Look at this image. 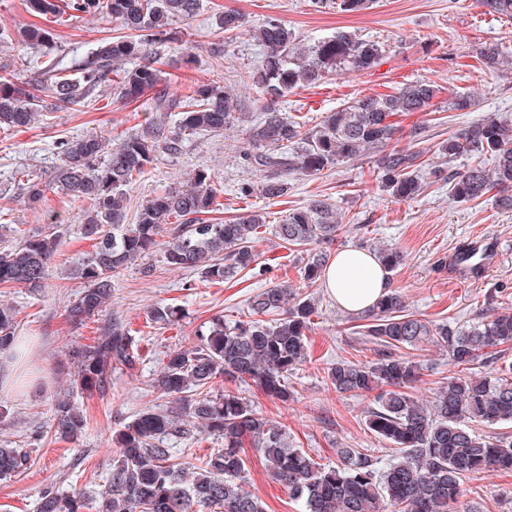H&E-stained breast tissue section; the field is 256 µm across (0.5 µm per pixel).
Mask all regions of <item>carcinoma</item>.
Returning a JSON list of instances; mask_svg holds the SVG:
<instances>
[{
  "label": "carcinoma",
  "instance_id": "carcinoma-1",
  "mask_svg": "<svg viewBox=\"0 0 512 512\" xmlns=\"http://www.w3.org/2000/svg\"><path fill=\"white\" fill-rule=\"evenodd\" d=\"M38 15L58 12L57 0H26ZM486 12L512 19V0H478ZM76 16L105 15L126 30L101 42L68 75L50 57L41 62L34 81L18 73L0 74V129L26 127L45 110L97 101L107 88L128 104L161 86L157 48L180 42L173 24L197 16L201 0H69ZM218 27L230 34L246 24L229 9ZM263 47L260 67L252 77L261 117L248 120L233 89L218 81L196 85L177 123L167 122L176 101L159 94L152 98V117L144 127L106 149V139L76 136L57 143L58 163L53 184L75 200L88 203L82 235L94 242L92 251L70 267L83 284L65 308L66 320L80 328L101 315L112 298V278L141 261L166 236L163 262L173 269L197 274L203 282H222L256 269L258 256L251 243L266 217L258 212L229 222L210 223L203 216L217 206L211 174L196 171L190 186L171 188L145 201L126 223L127 190L141 178L160 152L175 153L184 141L204 132L232 130L244 141L243 161L260 172L259 187L250 183L239 194L254 191L267 199L288 193L287 175L312 176L365 154L375 157L383 188L393 197L410 200L424 191L417 163L423 152L400 147L402 117L428 112L442 87L420 80L391 94L356 97L314 126L294 120L280 109L293 90L321 82L331 73L372 70L383 57V44L337 30L329 39L301 49L293 32L277 18L253 30ZM17 41L39 47L52 41L50 31L32 25L18 32ZM481 69L496 72L505 63L496 44L478 54ZM134 61L132 68L124 67ZM117 79H112V74ZM448 161L467 155L478 160L462 171H433L448 180V195L458 203L482 199L495 190L496 202L512 208V125L489 117L448 136L436 149ZM20 191L37 203L47 184L34 178L18 180ZM343 230V217L324 199L289 210L275 225V234L303 253L302 279L317 287L329 263L322 244H331ZM61 240L54 226L0 248V285H20L32 292L44 287L48 268ZM383 267L393 272L403 254L393 247L369 246ZM315 299L286 282L261 289L247 303V319L233 325L219 316L197 330L198 343L165 355L153 388L170 399L165 409H145L111 436L116 448L103 489L95 496V512H264L261 500L244 487L249 443L265 462L272 480L281 485L301 512H454L462 496L463 478L478 471H512V436L482 434L471 423L487 426L512 423V363L481 377H454L430 403L410 393L420 368L405 350L422 342L447 349L450 361L466 370L488 348L512 344V309L482 316L466 326L435 325L406 309L394 288L361 312L362 334L377 346L368 363L338 361L328 368L331 386L339 393L382 392L367 410L366 426L377 437L400 449L387 465L357 448L337 449L338 462L325 466L288 441V432L232 390L215 391L217 379L250 382L265 396L288 402V374L307 358V330ZM154 324L172 325L177 309L154 306ZM274 317L269 322L266 317ZM17 312L0 305V355L14 352ZM73 372L65 388L54 395L53 432L56 439L74 442L84 432L87 414L74 399L104 396L112 374L129 371L140 360L139 342L114 320L93 343L69 350ZM207 433L224 446L194 467L172 461L168 440H193ZM30 452L22 446H0V480L27 471ZM85 493L67 491L53 483L39 492L37 512H83Z\"/></svg>",
  "mask_w": 512,
  "mask_h": 512
}]
</instances>
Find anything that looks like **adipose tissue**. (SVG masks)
I'll return each mask as SVG.
<instances>
[{
  "instance_id": "obj_1",
  "label": "adipose tissue",
  "mask_w": 512,
  "mask_h": 512,
  "mask_svg": "<svg viewBox=\"0 0 512 512\" xmlns=\"http://www.w3.org/2000/svg\"><path fill=\"white\" fill-rule=\"evenodd\" d=\"M324 286L340 307L361 312L372 306L387 288L388 274L373 254L347 248L329 262Z\"/></svg>"
}]
</instances>
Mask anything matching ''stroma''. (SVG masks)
<instances>
[{
    "label": "stroma",
    "instance_id": "stroma-1",
    "mask_svg": "<svg viewBox=\"0 0 512 512\" xmlns=\"http://www.w3.org/2000/svg\"><path fill=\"white\" fill-rule=\"evenodd\" d=\"M202 4L197 17L179 23L180 46L165 48L161 54L159 67L165 73L161 90L170 98L185 99L191 87L220 75L238 92L247 112L258 116L252 74L261 49L251 30L274 17L306 46L332 36L340 27L385 45V57L373 70L335 73L319 86L302 87L288 95L287 112L306 125H315L324 113L355 97L391 93L417 80H431L443 88L438 111L418 112L405 121L406 126L424 128L420 147L435 148L456 130L488 117L512 121V74L503 78L481 71L477 60L485 42L500 44L503 51L512 53V19L484 13L475 0H372L369 9L355 15L338 12L332 2L317 6L316 0H202ZM227 9L243 13L246 27L224 34L217 19ZM30 24L53 31L51 51L70 74L102 39L119 32L118 25L103 16L49 18L30 13L26 0H0L1 29L14 31ZM452 94L471 96L474 107L448 110ZM150 102L147 96L129 104L104 96L90 108L48 112L32 126L0 130V225L33 234L44 231L53 220L63 231L39 294L19 286H0V304L16 308L18 334L27 346L13 384L0 389V405L9 411L0 420V442L17 443L34 432L43 435L30 448V470L0 481V512H36L39 492L50 482L70 491L104 486L114 453L113 431L141 410L167 406L166 397L152 387L164 356L170 350L194 346L197 329L214 317L230 324L243 319L249 297L261 288L283 281L301 284L302 255L275 235L274 226L289 209L310 200H328L344 218L345 227L331 252L374 242L403 253L391 285L404 295L410 311L435 323L467 325L480 314L512 308V210L499 207L494 197L456 203L448 198L447 183L439 180L420 196L399 200L383 189L369 156L316 176H289L288 194L275 200L256 193L244 197L238 193L240 184L258 183L261 176L243 164V148L228 130L186 140L173 155L158 153L130 188V206L138 208L155 193L185 185L194 171L207 169L218 192L217 219L252 210L266 212L268 222L253 243L260 274L244 272L221 283L202 282L190 271L168 269L156 251L148 259L153 276H142L136 266L123 270L102 316L73 329L64 309L81 286L70 278L69 268L91 249L90 241L81 235L87 205L52 186L42 201L29 204L17 187V174L26 171L49 183L60 139L94 133L118 142L144 126ZM474 236L499 241L498 262L482 282L461 284L440 261ZM313 296L316 312L307 333L308 357L288 377L293 400H272L239 382L232 388L264 416L285 426L293 445L318 463L336 464L341 448L393 458L390 444L366 426L371 398L336 392L327 378L328 367L337 361H373L375 346L358 333L354 313L341 309L326 288H315ZM155 305L182 309V320L171 326L147 321L146 314ZM115 318L138 339L141 359L135 369L113 376L105 397L78 396L87 414V428L76 442L57 440L51 403L66 379L68 352L72 346L91 342ZM414 359L421 380L412 394L423 402L433 399L457 372L447 351L430 343L421 344ZM246 465L245 487L261 499L265 512H299L287 491L271 480L255 448H248ZM462 488L459 512H512V473H474L464 479Z\"/></svg>",
    "mask_w": 512,
    "mask_h": 512
}]
</instances>
